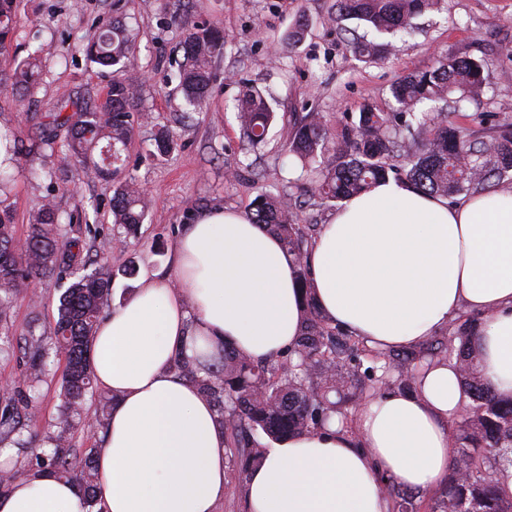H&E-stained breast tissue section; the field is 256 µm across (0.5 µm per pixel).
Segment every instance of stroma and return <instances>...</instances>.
Returning a JSON list of instances; mask_svg holds the SVG:
<instances>
[{
  "mask_svg": "<svg viewBox=\"0 0 512 512\" xmlns=\"http://www.w3.org/2000/svg\"><path fill=\"white\" fill-rule=\"evenodd\" d=\"M184 2L192 20L218 28L226 39L208 105L186 127L174 122L185 106L175 79L183 61L178 49L182 33L171 0H17L15 33L7 56H0V71H5L10 57L47 49L28 103L0 92V126L27 144L35 130L26 111H52L69 94L91 108L103 103L111 73L87 61L79 45L93 40L100 25L115 17L136 34L134 72L149 118L135 126L123 175L150 200L138 240L113 250L111 181L73 171L61 151H42L33 162H21L0 191V200L15 213L20 240L28 234L33 210L53 202L61 238H81L112 270V304L123 302L138 283L136 276L123 275L124 266L171 272L175 241L200 210L222 205L246 212L258 195L283 190L288 182L293 194L306 192L308 176L299 161L284 154L289 122L296 116L316 112L332 128L337 115L359 112L365 104L386 109L390 87L400 78L465 51L483 59L486 77L483 96L467 103L466 113L483 114L490 125L512 117V0H440L438 9L417 19L414 29L393 37L391 53L367 62L330 23L332 0ZM300 23L305 26L302 39L288 43L285 33ZM247 83L266 94L277 115L267 141L255 147L243 140L233 109ZM162 125L171 126L177 146L158 161L151 150ZM30 289L41 302L19 297L8 323L12 333L30 326L43 329L57 313L54 279H42Z\"/></svg>",
  "mask_w": 512,
  "mask_h": 512,
  "instance_id": "1",
  "label": "stroma"
}]
</instances>
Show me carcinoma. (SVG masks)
Returning <instances> with one entry per match:
<instances>
[{
	"mask_svg": "<svg viewBox=\"0 0 512 512\" xmlns=\"http://www.w3.org/2000/svg\"><path fill=\"white\" fill-rule=\"evenodd\" d=\"M439 0H334L336 22L356 20L363 34H352L354 52L375 59L391 43L383 38L413 27L414 20L432 11ZM16 0H0V52L11 40ZM180 43L186 64L179 72L185 104L199 111L211 94L215 63L224 57V33L187 18ZM76 50L90 62L112 69L103 105L94 110L63 113L75 105L71 98L57 103V111L40 116L37 141L16 146L24 158L47 146L61 145L75 171L112 179L140 116L139 84L133 71L135 38L119 24H103L97 39ZM39 55L33 52L14 60L12 73L0 75V88L19 94L20 100L38 85ZM484 92L480 61L464 54L450 55L436 66L414 71L390 89L392 112H379L366 104L358 115H343L336 131L309 112L294 123L285 148L311 175L308 200L289 193L258 196L248 215L276 235L297 267L304 288L301 334L284 360L254 361L224 348L219 357L202 367L178 356L173 370L196 385L213 404L227 445L240 454L241 471L256 464L262 448L254 438L261 432L280 441L331 423L350 397L365 399L378 390L410 392L416 372L437 361H456L464 413L454 422L453 464L445 494L434 501L433 512H512V495L503 480L512 475V400L499 398L482 377L475 347V324L461 323L444 340L417 350H379L352 338L321 313L311 296L307 249L316 225L302 223L305 209L319 199L337 202L360 195L390 176L433 196L452 198L497 186L512 171V123L481 128L462 120L465 102ZM235 110L243 139L256 146L265 142L274 120L267 96L248 86L236 100ZM65 137L59 138L60 131ZM174 135L166 126L154 136V155L166 157L174 149ZM111 211L117 233L126 242L138 236L148 211L145 194L132 180L117 182ZM14 213L0 205V328L33 279L56 278L64 286L57 315L48 330L30 328L19 336H0V356L14 357L24 366L22 378L8 382L0 393V441L11 440L19 449L33 441L30 427L36 419L39 385L50 371L51 357L64 354L60 379L61 431L48 440L50 451L32 452L24 477L48 472L82 491L94 509L101 479L94 447H83L85 425L81 411L94 406V427L104 430L112 409V395L99 393L91 367V342L97 323L112 295V270L98 256L77 250L78 241L59 243V224L51 203L31 215L24 242L13 234ZM385 492L397 512L413 508V495L388 478Z\"/></svg>",
	"mask_w": 512,
	"mask_h": 512,
	"instance_id": "carcinoma-1",
	"label": "carcinoma"
}]
</instances>
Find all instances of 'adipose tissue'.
I'll return each mask as SVG.
<instances>
[{
	"instance_id": "1",
	"label": "adipose tissue",
	"mask_w": 512,
	"mask_h": 512,
	"mask_svg": "<svg viewBox=\"0 0 512 512\" xmlns=\"http://www.w3.org/2000/svg\"><path fill=\"white\" fill-rule=\"evenodd\" d=\"M324 315L366 345L409 349L462 311L480 313L482 376L512 397V191L457 204L393 179L345 200L308 253ZM173 277L146 274L99 323L96 382L112 394L96 450L101 512H218L226 443L213 406L172 368L230 346L272 359L293 347L304 293L279 239L246 213L196 214L176 240ZM465 403L451 362L412 393L385 391L339 422L266 448L246 475V512H392L382 476L428 493L447 477L450 425ZM0 512H85L78 488L44 473L16 480Z\"/></svg>"
}]
</instances>
